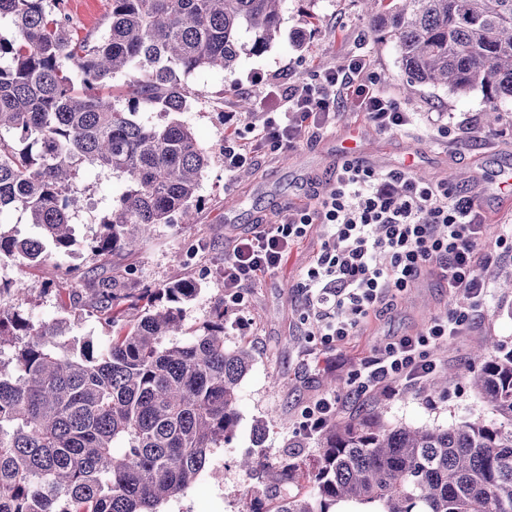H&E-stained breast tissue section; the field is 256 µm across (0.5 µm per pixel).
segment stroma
Segmentation results:
<instances>
[{
	"label": "stroma",
	"mask_w": 512,
	"mask_h": 512,
	"mask_svg": "<svg viewBox=\"0 0 512 512\" xmlns=\"http://www.w3.org/2000/svg\"><path fill=\"white\" fill-rule=\"evenodd\" d=\"M366 55L378 88L394 98L415 122L396 133L383 132L348 101L337 107L336 123L325 134L275 156L257 149L253 166L235 175L224 172L220 149L224 127L221 112H238L241 123L256 121L265 107V83L290 75L300 79L339 67L352 55ZM188 85L204 94L190 100L179 118L191 126L213 155L199 194L203 205L192 224H160L137 252L98 256L79 249L53 253L48 265L24 271V302L12 293L0 294V306L21 305L34 319L68 316L71 340L107 344L112 331L100 317L62 304L72 301L89 283L106 277L131 282L139 288L192 278L201 285L185 311V330L194 332L224 296V254L234 241L250 233L258 220L273 222L288 208L307 202L313 186L326 184L347 138H356L363 164L376 168H410L427 183H444L457 193L472 195L490 226L512 224V196L503 197L498 180L512 174V98L499 99L500 119L487 126L488 102L481 90L460 94L443 86L407 85L395 44L375 36L360 0H286L280 30L261 54L243 56L234 76L199 70L186 75ZM253 101V113H239V99ZM447 135H440V128ZM77 188L89 196L88 210L75 218L78 239L91 238L100 214L107 211L122 189L121 181L92 166L79 170ZM320 226L293 248L287 264L244 289L239 309L224 316L227 346L251 349L254 361L239 387V425L223 447L213 449L197 483L165 502L160 512H242L243 489L264 490V505L284 492H310L307 480L289 483L287 490L271 489L266 467L295 460L312 468L318 450L302 426L307 406L331 392L341 402L338 417L358 419L381 415L390 424L448 428L485 413L482 398L463 380L432 391L426 383L400 389L396 395L354 391L352 375L361 361L375 356L399 336L425 332L431 321L462 302L449 294L436 276L419 280L382 312L371 316L359 335L336 349L309 341L301 318L297 289L301 269L318 249ZM496 285L475 326L466 335L441 343L431 355L439 370L471 362L477 345L496 340L512 349V290L500 286L512 277V261L489 266ZM260 453L264 463L253 475L243 474L238 460Z\"/></svg>",
	"instance_id": "obj_1"
}]
</instances>
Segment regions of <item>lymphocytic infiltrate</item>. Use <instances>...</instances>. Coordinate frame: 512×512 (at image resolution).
Masks as SVG:
<instances>
[{"mask_svg":"<svg viewBox=\"0 0 512 512\" xmlns=\"http://www.w3.org/2000/svg\"><path fill=\"white\" fill-rule=\"evenodd\" d=\"M285 111L261 118L255 139L236 124L224 129V170L234 174L253 163V144L272 151L296 148L324 133L338 100L356 103L379 128L399 130L413 123L411 113L380 92L365 56H350L337 70L313 81H292L280 93ZM321 225L320 248L298 283L303 316L322 344L338 345L356 335L371 313L414 287L424 273H435L449 292L465 293L467 304L435 318L426 332L400 336L362 362L356 389L397 393L436 368L429 350L465 333L491 295L485 269L494 254L512 257V225H500L495 251H488L487 226L474 199L453 194L447 184L421 183L404 170H378L343 162L325 192L289 209L273 224H257L235 241L224 257V307L236 309L242 290L261 275L279 269L313 225Z\"/></svg>","mask_w":512,"mask_h":512,"instance_id":"1","label":"lymphocytic infiltrate"}]
</instances>
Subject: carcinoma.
Masks as SVG:
<instances>
[{
	"label": "carcinoma",
	"instance_id": "cac0c4a2",
	"mask_svg": "<svg viewBox=\"0 0 512 512\" xmlns=\"http://www.w3.org/2000/svg\"><path fill=\"white\" fill-rule=\"evenodd\" d=\"M285 0H112L102 30L73 26L65 0H0V215L21 212L37 237L0 224V263L23 272L53 251H136L158 224H188L211 154L190 126L139 118L178 114L203 94L179 73L232 74L277 35ZM372 32L391 39L407 85L479 88L512 97V0H363ZM252 34L251 43L240 41ZM120 84L112 83L116 76ZM83 165L123 181L77 239L69 194ZM192 280L126 288L102 280L88 313L112 328L96 350L61 340L68 321L0 308V512H159L194 484L239 421L246 347L224 345V306L181 340ZM469 384L487 413L448 428L331 417L316 466L285 462L281 483L311 493L273 512H512V350H477Z\"/></svg>",
	"mask_w": 512,
	"mask_h": 512
}]
</instances>
